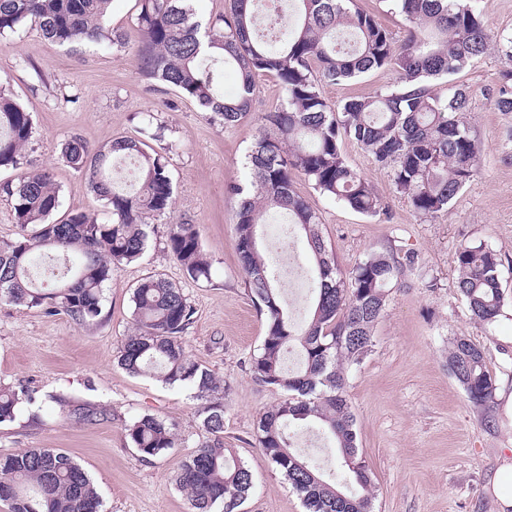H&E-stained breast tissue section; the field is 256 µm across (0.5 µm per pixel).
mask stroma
I'll use <instances>...</instances> for the list:
<instances>
[{"label": "stroma", "instance_id": "35a3bbf8", "mask_svg": "<svg viewBox=\"0 0 512 512\" xmlns=\"http://www.w3.org/2000/svg\"><path fill=\"white\" fill-rule=\"evenodd\" d=\"M136 0H113L109 25L121 47L72 53L47 43L26 26L0 41V72H9L14 97L31 113L28 147L37 165L54 168L63 209L100 210L85 177L65 166L61 147L77 136L98 147L134 134L143 118L162 126L154 149L170 151L175 205L150 225L142 257L120 266L103 290L102 321L79 328L65 314L0 302V387H27L32 402L14 422L0 424V453L55 448L89 473L102 512H190L176 485L181 461L202 440L200 403L192 390L151 375H131L117 363L132 331V290L146 274H163L182 288L195 314L182 336L189 359L209 368L227 389L224 445L245 462L254 488L242 512H305L300 497L262 453L256 440L260 414L282 393L258 384L250 371L265 334V317L239 266L227 187H250L247 155L254 120L233 128L207 121L195 103L144 77L134 61L139 34ZM506 63L490 50L448 79L432 82L438 96L452 83L470 88L468 121L482 147L479 171L436 218L417 214L392 188L388 170L352 138L341 144L346 160L382 198L371 217L316 191L304 176L296 190L320 218V228L341 270L375 252L413 254L393 286L375 328L374 347L344 376V394L355 419L359 451L372 471L375 512H497L489 482L512 448V113L497 111L487 90L498 89ZM398 74L379 70L324 87L333 104L393 89ZM196 225L212 277L196 282L166 250L171 224ZM465 243H481L502 260L504 304L490 326L475 321L457 289L452 262ZM463 337L486 352L497 389L490 405L469 400L448 369V347ZM89 402L106 412L89 423L70 415L60 399ZM173 421L178 448L143 460L126 427L142 415ZM294 448L319 467L340 473L333 441L315 422L290 430Z\"/></svg>", "mask_w": 512, "mask_h": 512}]
</instances>
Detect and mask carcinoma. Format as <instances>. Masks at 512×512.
Listing matches in <instances>:
<instances>
[{
    "label": "carcinoma",
    "mask_w": 512,
    "mask_h": 512,
    "mask_svg": "<svg viewBox=\"0 0 512 512\" xmlns=\"http://www.w3.org/2000/svg\"><path fill=\"white\" fill-rule=\"evenodd\" d=\"M258 0H229L227 13L203 21L194 0H138V70L196 103L209 120L233 127L252 115L256 78L273 75L282 102L257 116V134L247 156L251 189L228 187L238 198L234 218L236 251L259 310L265 336L251 372L262 385L281 390L282 400L259 419V447L284 475L307 512H374L371 469L359 453L354 416L342 395L344 372L370 352L374 330L389 290L411 254L373 253L347 273L336 265L320 230L319 217L294 187L302 175L320 193L351 210L375 216L380 196L354 170L340 141L356 140L380 167L389 170L394 191L426 218L448 206L477 174L481 148L467 121L470 93L448 86L432 93L429 80L461 71L496 48L512 64V37H497L476 8L477 0H398L410 23L398 41L375 16L352 10V0H291L294 25L283 26L278 10L263 16ZM112 0H0V38L35 25L61 47L85 43L122 45L106 24ZM238 73V91L224 96V68ZM392 68L401 86L350 97L335 107L322 85L348 82ZM11 76L0 74V168L18 172L0 191L14 201L18 236L0 240V301L67 314L81 328L102 314V295L113 271L144 253L147 228L173 212L168 156L146 150L162 129L146 119L137 135L95 148L77 136L62 144L63 162L88 179L103 212L73 209L56 217L60 188L48 169H31L27 147L32 115L9 93ZM288 214L315 261L309 317L294 323L276 288L277 275L259 250L256 227L272 213ZM168 253L194 281L211 277L195 225L173 224ZM457 288L471 315L492 324L504 300L497 253L463 244L452 257ZM134 332L119 350L118 365L132 375L156 374L166 384L185 385L201 401L204 440L179 465L176 484L192 512H235L254 487L251 469L224 447L226 388L208 368L187 358L182 334L194 310L183 290L159 274L133 289ZM297 344L303 367L290 372L283 362ZM448 366L475 404L495 395L496 382L484 351L465 338L448 348ZM25 389L0 388V424L17 417ZM314 420L332 436L345 477H324L292 450L290 425ZM146 459L176 447L175 425L144 414L126 428ZM10 512H102L101 498L86 470L53 448L0 454V490Z\"/></svg>",
    "instance_id": "1"
}]
</instances>
